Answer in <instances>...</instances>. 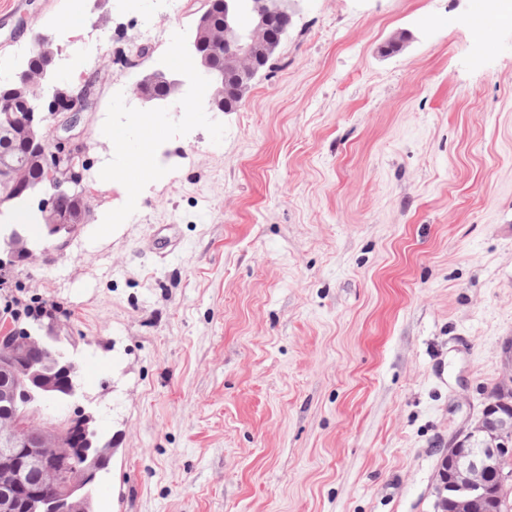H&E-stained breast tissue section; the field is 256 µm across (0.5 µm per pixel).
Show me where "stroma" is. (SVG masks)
Wrapping results in <instances>:
<instances>
[{"mask_svg": "<svg viewBox=\"0 0 512 512\" xmlns=\"http://www.w3.org/2000/svg\"><path fill=\"white\" fill-rule=\"evenodd\" d=\"M183 2L0 0V80L40 32L94 63L49 82L95 83L90 221L0 289L58 308L81 376L47 415L112 445L94 510L436 512L444 448L512 372V21L302 0L238 111L150 110L133 86L172 65L123 55L146 20L188 51Z\"/></svg>", "mask_w": 512, "mask_h": 512, "instance_id": "35a3bbf8", "label": "stroma"}]
</instances>
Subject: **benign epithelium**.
<instances>
[{"label": "benign epithelium", "mask_w": 512, "mask_h": 512, "mask_svg": "<svg viewBox=\"0 0 512 512\" xmlns=\"http://www.w3.org/2000/svg\"><path fill=\"white\" fill-rule=\"evenodd\" d=\"M301 0H202L196 12L197 27L206 30L207 41L193 34L189 69L207 79L208 106L214 112H231L227 101V77H236L235 86L249 90L265 69L277 47L288 36ZM224 47V65L211 64L209 49ZM52 74L50 69L28 68L0 82V88L13 89V96L0 101V132L10 133L16 125L14 113L25 112V139L33 152V162L40 165L52 183L54 193L41 199L43 230L51 245L36 251L28 237L18 228H4L5 262L29 263L37 254L63 251L79 226L87 223L89 205L70 209L67 202L83 196L79 191L82 173L78 170L81 154L79 140L82 113L95 103L94 84L86 83L70 90L53 102L45 112H32L21 83L43 86ZM162 83L167 94L156 97L148 86ZM183 80L175 73L148 70L140 74L134 94L147 107L178 98ZM63 116L56 124L47 118ZM29 163L16 164L7 154L0 155V175L23 191L29 182ZM0 334L12 337L8 349L0 353V512H49L40 492L43 484H59L60 500L56 512H88L80 490L96 474L97 464H78L74 440L69 429L60 423H49L43 410L75 394L72 377L77 374L73 361L63 372L45 364V345L61 339L60 327L54 320L37 322V333L19 326L18 322L0 321ZM481 444L476 455L462 448L473 442ZM512 455V418L499 415L488 403L478 419L461 428L448 442L437 483V505L448 504L454 512H481L488 497L489 477L498 471L502 459Z\"/></svg>", "instance_id": "1"}]
</instances>
